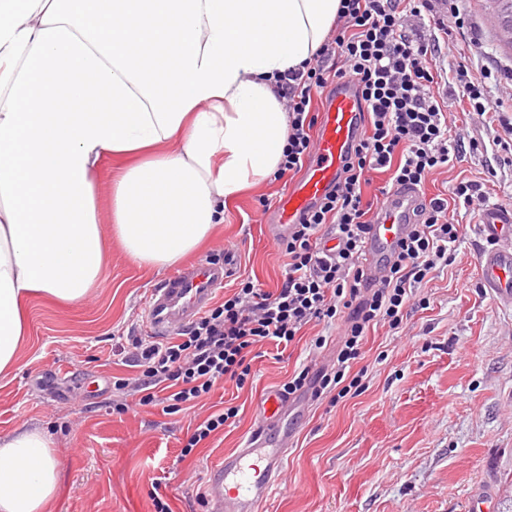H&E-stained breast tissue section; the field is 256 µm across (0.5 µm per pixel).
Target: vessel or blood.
<instances>
[{"label":"vessel or blood","instance_id":"vessel-or-blood-1","mask_svg":"<svg viewBox=\"0 0 512 512\" xmlns=\"http://www.w3.org/2000/svg\"><path fill=\"white\" fill-rule=\"evenodd\" d=\"M363 120L351 81L337 83L325 97L315 133V145L304 171L273 209L274 235L283 237L293 224L336 185L344 160L360 137ZM422 197L409 188L394 189L380 200L378 215L362 248L368 277L381 279L385 265L414 221ZM479 231L487 247L478 258L485 288L498 299L512 302V205L485 209ZM230 274L222 262H190L153 288L145 321L151 335L170 336L198 318L223 290ZM256 429L241 448L226 453L210 467L207 477L208 512H261L281 484L284 459L292 444L288 428H274L286 403L268 394Z\"/></svg>","mask_w":512,"mask_h":512}]
</instances>
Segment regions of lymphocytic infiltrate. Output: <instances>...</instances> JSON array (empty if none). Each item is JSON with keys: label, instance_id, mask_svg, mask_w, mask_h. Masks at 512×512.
Segmentation results:
<instances>
[{"label": "lymphocytic infiltrate", "instance_id": "obj_1", "mask_svg": "<svg viewBox=\"0 0 512 512\" xmlns=\"http://www.w3.org/2000/svg\"><path fill=\"white\" fill-rule=\"evenodd\" d=\"M404 2L341 0L335 36L324 42L313 63L281 80L288 141L279 175L301 170L312 153L318 119L311 110L313 91L351 79L365 127L335 190L279 240L288 258L280 288L268 292L243 279L169 341L135 337L131 358L140 372L113 378L112 388L129 391L136 401H116L114 411L161 404L172 414L195 408L225 383L244 388L257 348L289 346L313 323L342 324L336 363L315 373L306 367L294 371L282 396L361 394L363 375L352 365L361 356L366 330L382 321L399 328L416 288L454 261L459 239L457 225L448 218L449 200L435 197L399 242L382 281L369 283L359 261L374 207L364 196L371 173L388 168L397 185L418 187L431 171L447 166L461 146L451 138L445 105L433 91L432 61L439 42L409 34L423 14L430 27L443 30L445 17L459 12L457 0H418L409 8Z\"/></svg>", "mask_w": 512, "mask_h": 512}]
</instances>
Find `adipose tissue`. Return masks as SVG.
Wrapping results in <instances>:
<instances>
[{
	"label": "adipose tissue",
	"mask_w": 512,
	"mask_h": 512,
	"mask_svg": "<svg viewBox=\"0 0 512 512\" xmlns=\"http://www.w3.org/2000/svg\"><path fill=\"white\" fill-rule=\"evenodd\" d=\"M340 0H0V375L28 303L82 302L105 238L162 270L197 252L224 206L277 171L285 72L313 61ZM128 164L101 210L103 157ZM42 429L0 436V512H49Z\"/></svg>",
	"instance_id": "adipose-tissue-1"
}]
</instances>
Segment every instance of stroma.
I'll return each mask as SVG.
<instances>
[{
    "label": "stroma",
    "mask_w": 512,
    "mask_h": 512,
    "mask_svg": "<svg viewBox=\"0 0 512 512\" xmlns=\"http://www.w3.org/2000/svg\"><path fill=\"white\" fill-rule=\"evenodd\" d=\"M459 9L437 34L434 91L452 133L480 147L462 148L421 189L424 198L448 199V217L459 225L456 259L424 280L399 329L381 322L369 328L357 363L365 371L363 393L290 403L287 483L262 512H472L480 495L492 512H512V304L496 300L480 279L479 212L450 200L452 187L470 180L491 202L512 201V157L499 144L512 97L495 75L512 66V51L501 47L485 0H461ZM462 64L484 77L491 113H470L456 79ZM292 183L266 180L225 206L224 223L203 253L220 261L233 250L227 288L239 275L268 292L280 287L287 258L263 222V205L276 203ZM106 259L108 276L85 305L31 302L19 367L0 377V435L21 426L52 434L59 462L52 512H154L156 493L170 512H207L196 492L210 466L256 427L265 395L295 369L330 358L339 339L311 325L285 351L264 346L252 361V384L240 390L228 383L211 397L238 406L235 424L182 456L203 408L112 410L113 377L138 372L116 340L144 333L147 295L166 273L134 264L112 238ZM323 334L327 349L313 354L311 344Z\"/></svg>",
    "instance_id": "obj_1"
}]
</instances>
